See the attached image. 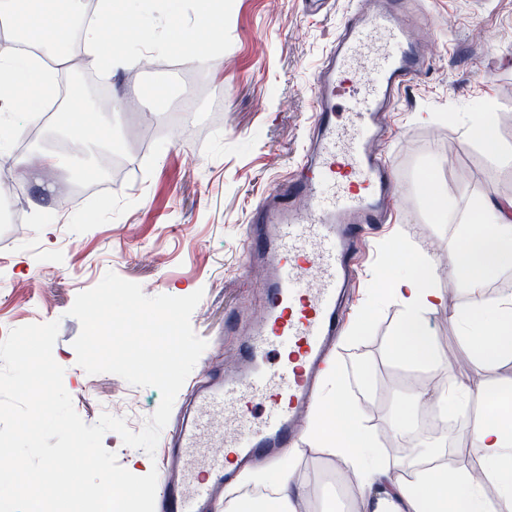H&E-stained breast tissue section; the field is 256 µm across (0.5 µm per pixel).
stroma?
I'll return each mask as SVG.
<instances>
[{
    "instance_id": "1",
    "label": "stroma",
    "mask_w": 512,
    "mask_h": 512,
    "mask_svg": "<svg viewBox=\"0 0 512 512\" xmlns=\"http://www.w3.org/2000/svg\"><path fill=\"white\" fill-rule=\"evenodd\" d=\"M407 8L433 20L419 35L426 66L387 117L379 150L395 170L392 218L367 230L368 258L332 353L343 397L362 405L380 454L396 464L406 448L427 462L438 453L436 432L422 421L395 428L397 408L416 390L461 375L453 363L465 359L466 349L450 315L470 295L439 275L434 285L446 306L429 325L440 364L396 360L391 340L398 308L376 299L399 269L389 246L399 241L441 257L460 238L454 219L472 195L512 198V165L465 146L461 136L470 115L491 102L498 137L512 145V0H407ZM349 9V0H330L316 14L302 0H224V51L202 71L189 66L184 50L140 58L139 35L128 31L117 49L129 62L107 80L112 113L83 102L111 128L120 167L100 174L105 189L77 196L65 170L46 172L55 196L76 197L77 209L61 221L0 226V324L58 322L53 357L86 424L123 402L130 407L126 423L137 432L161 401L157 388L90 375L77 363L73 342L81 325L68 311L107 272L138 283L150 297L203 290L190 322L207 347L192 374L203 383L210 374L236 370L246 331L264 304V272L245 264L250 211L297 172L312 125L314 75ZM134 87L145 101L127 99ZM184 92L194 96L197 110L168 124L170 102ZM429 175L443 194L435 209L420 189ZM298 449L288 465L291 477L318 489L307 512H355L353 493L331 479L336 465L327 450L308 435Z\"/></svg>"
}]
</instances>
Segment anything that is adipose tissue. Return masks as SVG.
<instances>
[{"label": "adipose tissue", "mask_w": 512, "mask_h": 512, "mask_svg": "<svg viewBox=\"0 0 512 512\" xmlns=\"http://www.w3.org/2000/svg\"><path fill=\"white\" fill-rule=\"evenodd\" d=\"M80 0H0V148L17 133L13 115L25 113L27 121L39 120L42 104L51 93L60 70L69 61L65 33L74 21L82 23L86 63L118 68L125 56L111 48L123 27L136 29L144 46L162 43L168 49H187L195 66L204 68L220 49L223 12L215 0H200L197 22L187 28L171 19L162 40H155L150 20L141 9H118L115 0H98L92 17L79 20ZM72 148L67 153L45 151L18 162L23 181L41 182L50 168L66 165L74 180L91 173L81 152L93 140L111 142L112 132L97 129V120L79 102L66 107L59 119ZM464 143L482 147L502 163L512 162V147L499 141L493 113H473L464 127ZM470 210L478 218L463 237L446 250L448 276L471 293L469 303L452 313L460 337L477 360L512 361V294L490 298L484 293L503 264H512V198L472 197ZM419 255L404 260L403 273L391 281L386 296L399 305V319L391 345L393 355L426 366L439 361L429 333L431 315L445 302L433 277L419 272ZM495 406L498 421H477L465 435L464 452L477 458L474 466L448 470L438 464L421 479H405L398 467L384 462L362 422L363 409L347 411L348 420L337 425L333 413L334 391H326L310 406L308 431L329 447L339 470L349 476L362 499L364 512H512V386L491 387L480 381L455 382L432 392H414L402 411L400 423L420 414L423 404L438 400L457 416L467 415L471 399ZM253 477L274 486L278 512H299L304 486L292 484L286 462L254 472ZM495 483L497 494L488 497L485 487Z\"/></svg>", "instance_id": "ef3b65f1"}]
</instances>
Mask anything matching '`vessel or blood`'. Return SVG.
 <instances>
[{"instance_id": "b4317fda", "label": "vessel or blood", "mask_w": 512, "mask_h": 512, "mask_svg": "<svg viewBox=\"0 0 512 512\" xmlns=\"http://www.w3.org/2000/svg\"><path fill=\"white\" fill-rule=\"evenodd\" d=\"M430 25L403 0H356L340 27L316 75L301 174L253 208L245 233L249 260L266 271L264 311L243 344L250 367L190 383V404L165 437L158 512H215L217 491L245 462L296 445L344 326L365 249L360 229L388 218L391 166L372 150L386 134L380 115L424 69L416 34Z\"/></svg>"}]
</instances>
